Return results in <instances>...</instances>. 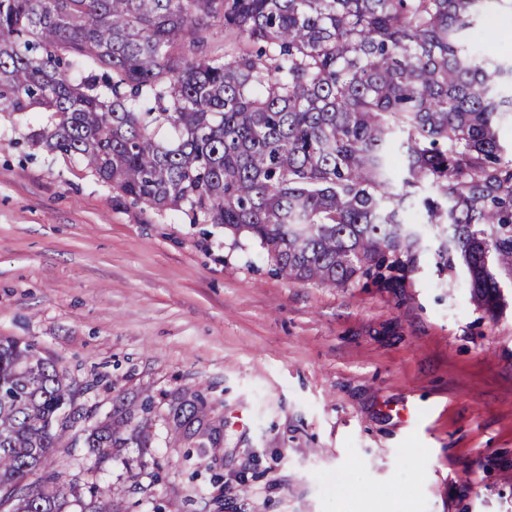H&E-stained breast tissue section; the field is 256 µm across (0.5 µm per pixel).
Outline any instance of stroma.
Instances as JSON below:
<instances>
[{"label":"stroma","mask_w":512,"mask_h":512,"mask_svg":"<svg viewBox=\"0 0 512 512\" xmlns=\"http://www.w3.org/2000/svg\"><path fill=\"white\" fill-rule=\"evenodd\" d=\"M28 133L0 112V336L85 388L46 469L119 512H512V305L490 318L430 253L402 288L288 281ZM112 410L146 447H85ZM114 492L112 486L101 487L94 485L89 490L88 501L76 499L83 506L82 512H114Z\"/></svg>","instance_id":"stroma-1"}]
</instances>
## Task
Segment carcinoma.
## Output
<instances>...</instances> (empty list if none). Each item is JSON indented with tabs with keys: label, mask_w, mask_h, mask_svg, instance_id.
<instances>
[{
	"label": "carcinoma",
	"mask_w": 512,
	"mask_h": 512,
	"mask_svg": "<svg viewBox=\"0 0 512 512\" xmlns=\"http://www.w3.org/2000/svg\"><path fill=\"white\" fill-rule=\"evenodd\" d=\"M504 2L0 0V111L46 113L32 145L258 242L290 281L403 288L435 242L440 270L463 266L494 317L512 289V157L498 137L512 64L476 59L469 39ZM216 26L227 49L204 54ZM424 185L426 223L407 224ZM81 394L33 345L0 336L5 512H65L76 496L66 473L41 470L68 453ZM148 439L109 415L84 444L107 457ZM113 497L94 485L82 512H114Z\"/></svg>",
	"instance_id": "1"
}]
</instances>
